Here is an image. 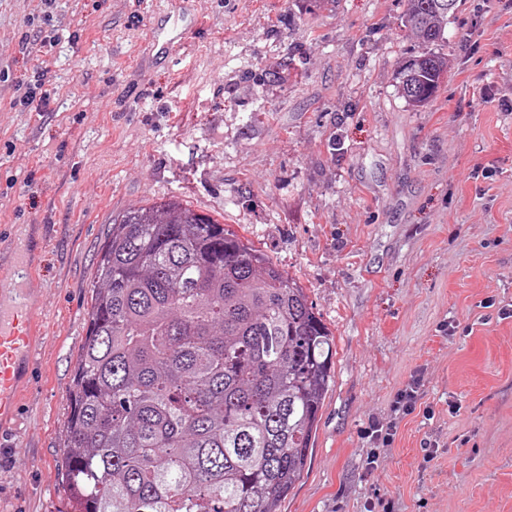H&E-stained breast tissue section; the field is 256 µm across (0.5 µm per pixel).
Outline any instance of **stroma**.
Here are the masks:
<instances>
[{"label": "stroma", "instance_id": "35a3bbf8", "mask_svg": "<svg viewBox=\"0 0 512 512\" xmlns=\"http://www.w3.org/2000/svg\"><path fill=\"white\" fill-rule=\"evenodd\" d=\"M185 28L160 58L159 17ZM402 0H0V226L40 224L35 375L0 512H66L68 388L114 217L171 197L305 288L336 356L281 512H512V0H464L426 105ZM299 63L296 73L282 67ZM42 74L45 102L15 108ZM457 323L448 334V323ZM422 369L432 417L366 471L371 419ZM460 407L449 414V401ZM441 452L425 460L422 444ZM403 69L406 74L411 75L410 86L400 88V92L409 104L419 107L435 96L442 83L440 77L446 71L447 65L440 55L425 52L409 56L401 71Z\"/></svg>", "mask_w": 512, "mask_h": 512}]
</instances>
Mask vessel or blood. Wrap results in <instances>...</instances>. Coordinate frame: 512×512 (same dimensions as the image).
Returning <instances> with one entry per match:
<instances>
[{
	"label": "vessel or blood",
	"mask_w": 512,
	"mask_h": 512,
	"mask_svg": "<svg viewBox=\"0 0 512 512\" xmlns=\"http://www.w3.org/2000/svg\"><path fill=\"white\" fill-rule=\"evenodd\" d=\"M180 41L178 30L158 27L149 49L163 56ZM31 248L17 246L9 266L0 265V437L15 418L36 367L39 291L31 286Z\"/></svg>",
	"instance_id": "obj_1"
}]
</instances>
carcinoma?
<instances>
[{
	"mask_svg": "<svg viewBox=\"0 0 512 512\" xmlns=\"http://www.w3.org/2000/svg\"><path fill=\"white\" fill-rule=\"evenodd\" d=\"M404 0L423 42L454 0ZM415 106L447 65L403 64ZM334 338L305 288L254 243L169 199L112 220L69 387L70 512H280L301 479Z\"/></svg>",
	"mask_w": 512,
	"mask_h": 512,
	"instance_id": "carcinoma-1",
	"label": "carcinoma"
}]
</instances>
